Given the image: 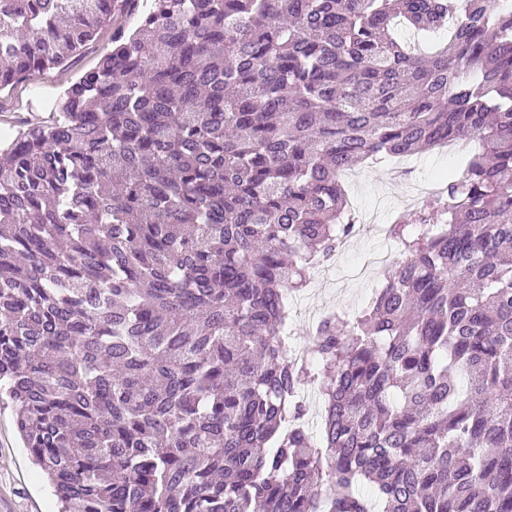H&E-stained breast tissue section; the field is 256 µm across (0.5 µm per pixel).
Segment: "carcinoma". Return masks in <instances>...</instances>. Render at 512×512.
Returning a JSON list of instances; mask_svg holds the SVG:
<instances>
[{
  "label": "carcinoma",
  "mask_w": 512,
  "mask_h": 512,
  "mask_svg": "<svg viewBox=\"0 0 512 512\" xmlns=\"http://www.w3.org/2000/svg\"><path fill=\"white\" fill-rule=\"evenodd\" d=\"M128 14L0 150V406L60 512H512V0H0V91ZM463 138L297 367L342 172Z\"/></svg>",
  "instance_id": "1"
}]
</instances>
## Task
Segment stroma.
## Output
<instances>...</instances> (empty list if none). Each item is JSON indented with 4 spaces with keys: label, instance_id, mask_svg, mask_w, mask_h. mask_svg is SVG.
I'll return each instance as SVG.
<instances>
[{
    "label": "stroma",
    "instance_id": "35a3bbf8",
    "mask_svg": "<svg viewBox=\"0 0 512 512\" xmlns=\"http://www.w3.org/2000/svg\"><path fill=\"white\" fill-rule=\"evenodd\" d=\"M111 28H104L79 56L33 80H23L0 93V133L17 132L29 123L51 121V103L72 81L93 68L109 45ZM477 141L461 142L458 152L435 148L412 160V172H392V162L383 159L362 165L360 181L348 189L358 231L341 250L325 261L299 294L290 295L288 308L295 341L310 346L316 317L326 312L355 316L368 304L383 278L382 270L359 275L358 270L383 245L375 228L389 225L399 216H412L427 201L414 196L419 185L456 166L463 153L477 150ZM57 499L42 472L33 466L14 427L11 407H0V512H58Z\"/></svg>",
    "mask_w": 512,
    "mask_h": 512
}]
</instances>
